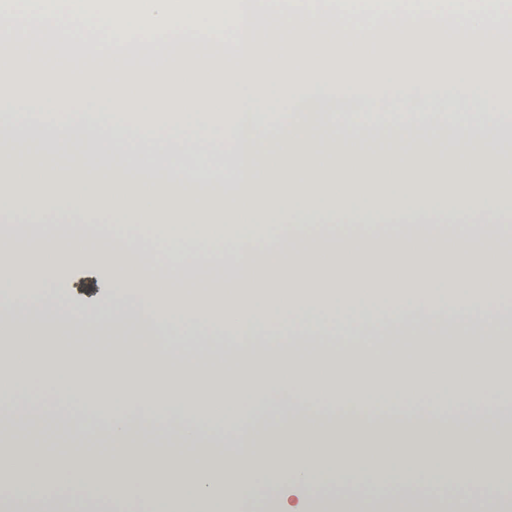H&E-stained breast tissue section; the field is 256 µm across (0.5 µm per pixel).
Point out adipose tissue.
Instances as JSON below:
<instances>
[{
    "instance_id": "ef3b65f1",
    "label": "adipose tissue",
    "mask_w": 512,
    "mask_h": 512,
    "mask_svg": "<svg viewBox=\"0 0 512 512\" xmlns=\"http://www.w3.org/2000/svg\"><path fill=\"white\" fill-rule=\"evenodd\" d=\"M397 106L378 127L373 111ZM83 92L34 91L0 99V140L45 137L53 110L60 147L36 181L16 189L43 211L61 210L65 181L93 184L101 203L122 213L123 232L90 229L87 214L52 223L0 225V339L37 332L53 310L58 326H98L119 351L76 372L57 349L46 375L71 407L111 409L100 441L111 466L90 471L85 456L14 455L21 428L54 423L16 404L29 377L0 370V470L21 469L14 496L32 512H73L48 497L60 480L137 485L152 474L157 512H213L214 505L266 488L263 512H482L481 498L436 500L421 493L430 466L404 458L447 448L466 468L449 485L475 483L484 456L497 454L495 480H512V403H485L484 391L512 378L490 367L512 350V167L491 149L512 120V94L430 91L307 95L209 101L107 94L91 111ZM160 143L161 164L137 148ZM396 184L375 206L369 195ZM449 198L438 202L440 191ZM262 205L274 220L259 233L238 230L228 193ZM163 224H225L213 252L168 240L142 243ZM102 263L98 322L64 302L63 269ZM408 336L409 348L373 344L374 333ZM449 337L440 358L436 337ZM231 347L224 362L194 358L199 341ZM139 399L164 420L161 440L133 448ZM452 412L442 417L440 405ZM224 428L216 443L207 424ZM409 478L405 493L372 494L367 484ZM329 493L290 504L288 490L316 481Z\"/></svg>"
}]
</instances>
